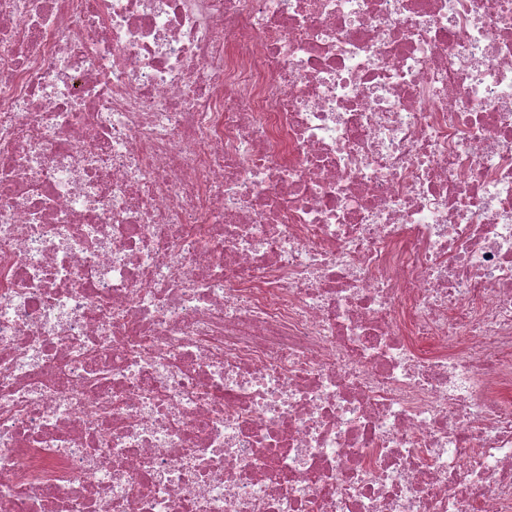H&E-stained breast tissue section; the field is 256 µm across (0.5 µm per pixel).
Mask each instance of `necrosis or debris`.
<instances>
[{
    "label": "necrosis or debris",
    "instance_id": "4bbe7bcc",
    "mask_svg": "<svg viewBox=\"0 0 512 512\" xmlns=\"http://www.w3.org/2000/svg\"><path fill=\"white\" fill-rule=\"evenodd\" d=\"M0 512H512V0H0Z\"/></svg>",
    "mask_w": 512,
    "mask_h": 512
}]
</instances>
